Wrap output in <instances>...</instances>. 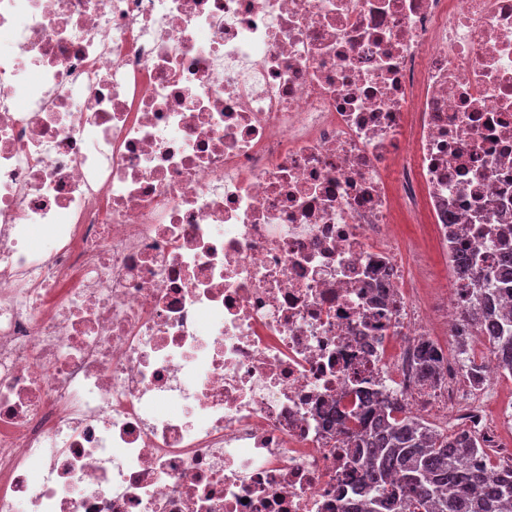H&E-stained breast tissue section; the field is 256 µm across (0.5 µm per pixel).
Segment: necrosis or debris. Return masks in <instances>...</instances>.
<instances>
[{
  "label": "necrosis or debris",
  "instance_id": "obj_1",
  "mask_svg": "<svg viewBox=\"0 0 512 512\" xmlns=\"http://www.w3.org/2000/svg\"><path fill=\"white\" fill-rule=\"evenodd\" d=\"M1 40L0 512H354L344 413L422 415L436 321L498 447L512 0H0ZM408 216L403 217V223L397 224V238L401 242L407 238H416L420 252L428 257L432 277L426 282H418L417 288H431L435 278L445 271L443 258L436 244L429 238L426 226L423 224H410ZM496 316L483 312L478 323L489 346L496 353L502 373L512 376V318L504 317L502 325L495 322ZM424 343L425 342H422L420 350L418 351V361L422 379L435 383L442 377L439 366L441 362L440 355L437 351V346Z\"/></svg>",
  "mask_w": 512,
  "mask_h": 512
}]
</instances>
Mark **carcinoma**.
Wrapping results in <instances>:
<instances>
[{"mask_svg":"<svg viewBox=\"0 0 512 512\" xmlns=\"http://www.w3.org/2000/svg\"><path fill=\"white\" fill-rule=\"evenodd\" d=\"M479 325L512 376V318L484 312ZM418 361L422 379L442 377L436 346L421 344ZM355 396L361 432L349 439L366 493L357 512H512V465H493L476 436L439 431L379 392Z\"/></svg>","mask_w":512,"mask_h":512,"instance_id":"carcinoma-1","label":"carcinoma"}]
</instances>
